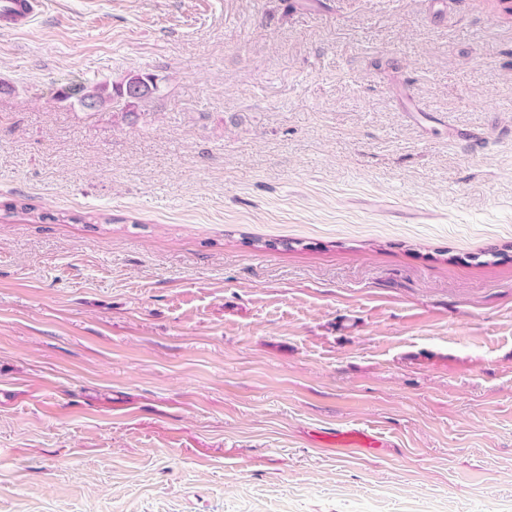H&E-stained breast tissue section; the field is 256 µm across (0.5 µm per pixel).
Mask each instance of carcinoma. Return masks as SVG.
Masks as SVG:
<instances>
[{"label":"carcinoma","instance_id":"carcinoma-1","mask_svg":"<svg viewBox=\"0 0 512 512\" xmlns=\"http://www.w3.org/2000/svg\"><path fill=\"white\" fill-rule=\"evenodd\" d=\"M157 75L131 73L118 83L99 82L64 86L57 91V100L78 105L87 110H97L113 101L124 102L121 119L133 124L141 115L142 103L159 95Z\"/></svg>","mask_w":512,"mask_h":512}]
</instances>
